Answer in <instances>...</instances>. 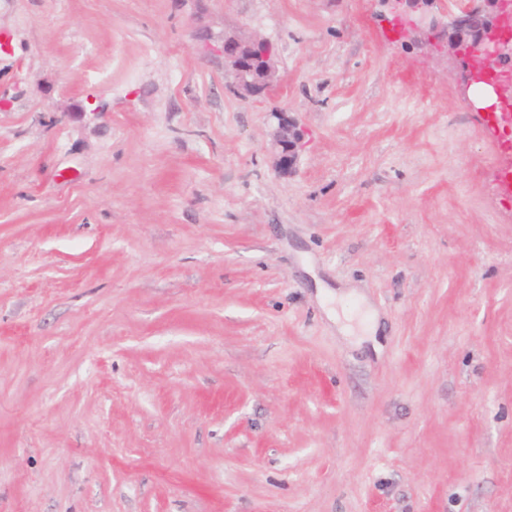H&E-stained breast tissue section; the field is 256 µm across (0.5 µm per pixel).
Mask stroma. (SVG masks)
Returning a JSON list of instances; mask_svg holds the SVG:
<instances>
[{"label":"stroma","mask_w":512,"mask_h":512,"mask_svg":"<svg viewBox=\"0 0 512 512\" xmlns=\"http://www.w3.org/2000/svg\"><path fill=\"white\" fill-rule=\"evenodd\" d=\"M449 3L0 0V512H512V129ZM222 52L224 71L232 78L233 89L241 99L266 95L279 83L274 50L265 38L224 32ZM268 114L275 123L274 135L279 147L277 167L283 174L290 173L297 162L304 138L303 131L286 112L274 108Z\"/></svg>","instance_id":"35a3bbf8"}]
</instances>
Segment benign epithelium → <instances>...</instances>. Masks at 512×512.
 Here are the masks:
<instances>
[{
	"label": "benign epithelium",
	"instance_id": "1",
	"mask_svg": "<svg viewBox=\"0 0 512 512\" xmlns=\"http://www.w3.org/2000/svg\"><path fill=\"white\" fill-rule=\"evenodd\" d=\"M512 18V0H469L460 15L448 14V55H462L461 89L467 94L484 85L495 99L485 106L495 121L512 117V82L497 75L512 64V39L503 24ZM224 71L232 78L233 89L242 99H253L271 92L279 83L277 62L271 43L263 37H241L224 33L222 37ZM275 123V140L279 147L277 167L283 174L294 168L304 134L287 113L273 108L269 112Z\"/></svg>",
	"mask_w": 512,
	"mask_h": 512
}]
</instances>
